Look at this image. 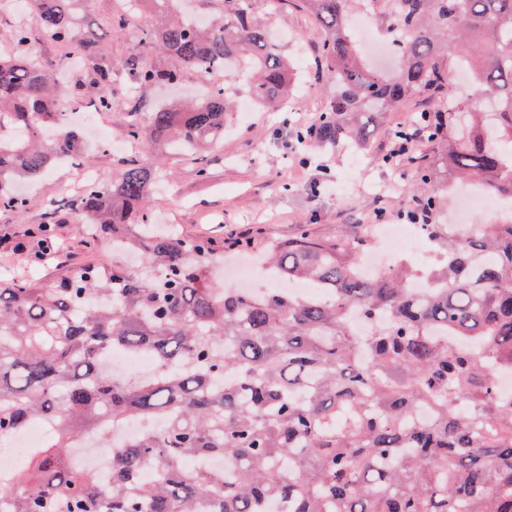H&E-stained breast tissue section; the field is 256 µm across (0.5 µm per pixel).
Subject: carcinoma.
<instances>
[{
  "mask_svg": "<svg viewBox=\"0 0 512 512\" xmlns=\"http://www.w3.org/2000/svg\"><path fill=\"white\" fill-rule=\"evenodd\" d=\"M43 34L90 60L97 107L112 106V59L100 34L74 13L75 0H26ZM167 20L142 34L210 79L228 63L254 76L256 102L291 93V63L251 15L248 0H224V15L201 27L151 0ZM323 32L321 59L336 93L316 125L298 130L302 147L332 150L362 139L364 120L392 112L411 94L430 102L448 85V51L471 46L478 95L497 112L427 111L431 140L448 139L420 173L438 187L407 199L432 217L448 190L443 178L512 197V0H386L376 17L398 59L394 75L372 68L350 23L355 0H308ZM131 83L174 84L179 69H130ZM80 102L37 59L0 54V210L28 198L12 179L39 180L81 135L56 110ZM224 83L194 105L161 106L149 124L127 126L137 158L108 181L89 180L72 208L100 236H119L142 256L133 270L73 271L53 288L0 282V445L29 423L53 427L54 443L30 467L0 479V512H512V398L496 393L512 370V221L470 236L424 224L437 261L431 288L410 287L408 261L365 275L362 236L321 238L305 229L269 243L278 278L310 281L329 294L271 291L243 296L211 276L210 241L161 235L149 224L165 152L194 156L224 142ZM370 325L355 330L350 313ZM114 348L154 358L156 372L121 380L103 365ZM427 407L429 418L414 421ZM131 420L155 428L113 447L109 431ZM112 449V484L100 495L92 472L65 463L88 434ZM222 456L230 474L188 472L189 457Z\"/></svg>",
  "mask_w": 512,
  "mask_h": 512,
  "instance_id": "cac0c4a2",
  "label": "carcinoma"
}]
</instances>
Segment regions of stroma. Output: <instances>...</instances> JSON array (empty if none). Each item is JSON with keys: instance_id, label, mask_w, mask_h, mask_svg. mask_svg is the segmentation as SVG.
Masks as SVG:
<instances>
[{"instance_id": "stroma-1", "label": "stroma", "mask_w": 512, "mask_h": 512, "mask_svg": "<svg viewBox=\"0 0 512 512\" xmlns=\"http://www.w3.org/2000/svg\"><path fill=\"white\" fill-rule=\"evenodd\" d=\"M250 7L282 50L292 57L302 79L300 90L287 101L256 105L254 112L234 111L224 124V143L200 150L194 160L176 153L164 159L162 191L166 202L152 209L157 231L172 230L185 238H201L226 249L225 262L237 259L229 245L234 236L248 232L250 257L258 258L267 241L285 239L299 228L314 235L333 238L342 233L370 230L366 214L385 210L390 222L399 223L406 208L403 188L415 179L416 164L395 168L384 164L391 143L390 130L413 121L429 109L422 96H409L399 111L377 118L376 133L361 145L349 144L333 151H313L310 166H302L293 153L292 128L286 120L294 112L319 116L336 91L323 78L320 65L321 33L302 0H249ZM86 24L102 32L112 53V107L97 111L95 91L89 90L87 63L69 49L45 40L38 16L30 9L0 6V51L23 53L42 60L68 84L86 87L83 105L86 123L81 133L93 135L96 125H106L109 136L120 140L129 121L148 124L154 110L180 98H197L207 86L195 70H184L178 86L156 85L133 92L129 89L128 63L148 68H174L177 60L168 54L142 47V32L154 17L147 0H80ZM29 32V41L16 47L15 28ZM132 146L107 152L86 144L75 165L54 169L40 180L29 196L23 215L0 210V237L24 240L29 250L18 258L0 260V280L36 281L51 285L83 264L108 266L112 247L107 239H93L90 227L71 210L70 200L85 180L88 170L100 179L111 175L133 159ZM206 177H198V169ZM51 224L53 239L62 252L53 260L34 258L40 248L33 233L38 225Z\"/></svg>"}]
</instances>
